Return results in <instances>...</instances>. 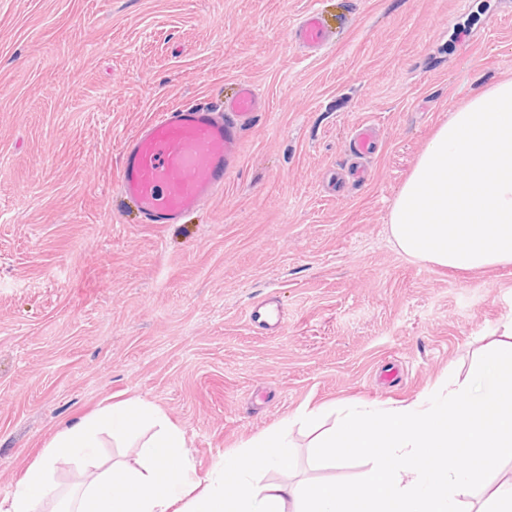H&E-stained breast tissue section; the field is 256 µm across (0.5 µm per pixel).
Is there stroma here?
<instances>
[{"label": "stroma", "instance_id": "obj_1", "mask_svg": "<svg viewBox=\"0 0 512 512\" xmlns=\"http://www.w3.org/2000/svg\"><path fill=\"white\" fill-rule=\"evenodd\" d=\"M311 9L334 31L316 54L289 41ZM506 78L512 0H0V498L61 422L115 402L159 408L203 475L306 406L466 375L512 318V267L409 259L386 224L461 88ZM241 80L263 116L223 193L141 223L117 194L125 141ZM271 296L275 330L249 318ZM292 438L293 480L366 469Z\"/></svg>", "mask_w": 512, "mask_h": 512}]
</instances>
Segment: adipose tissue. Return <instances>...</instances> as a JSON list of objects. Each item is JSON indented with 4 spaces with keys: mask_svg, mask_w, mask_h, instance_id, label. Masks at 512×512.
Segmentation results:
<instances>
[{
    "mask_svg": "<svg viewBox=\"0 0 512 512\" xmlns=\"http://www.w3.org/2000/svg\"><path fill=\"white\" fill-rule=\"evenodd\" d=\"M388 232L416 261L512 266V79L470 92L437 128ZM303 419L329 467L367 461L356 484L286 481L288 419L197 477L184 432L152 404L127 400L62 423L0 512H512V320L464 378L406 405L350 402ZM109 444L134 449V462L102 459ZM65 464L78 481H61Z\"/></svg>",
    "mask_w": 512,
    "mask_h": 512,
    "instance_id": "obj_1",
    "label": "adipose tissue"
}]
</instances>
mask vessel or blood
I'll return each instance as SVG.
<instances>
[{"label": "vessel or blood", "instance_id": "1", "mask_svg": "<svg viewBox=\"0 0 512 512\" xmlns=\"http://www.w3.org/2000/svg\"><path fill=\"white\" fill-rule=\"evenodd\" d=\"M292 40L314 52L329 44L331 33L321 13L310 10L293 28ZM260 110L254 86L243 81L223 109L194 101L157 111L125 144L120 196L134 203L142 223H181L223 191ZM250 319L268 329L282 323L279 308L267 301L252 308Z\"/></svg>", "mask_w": 512, "mask_h": 512}]
</instances>
